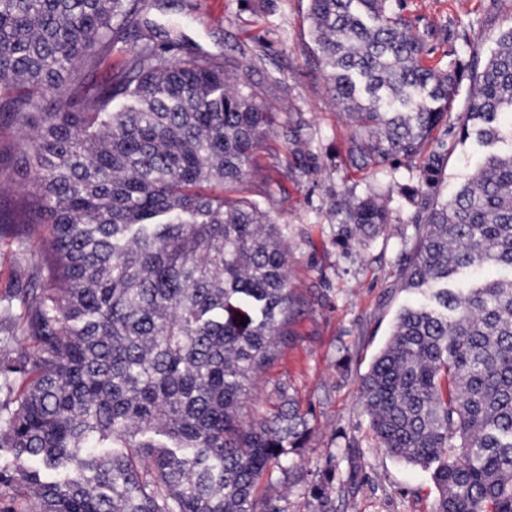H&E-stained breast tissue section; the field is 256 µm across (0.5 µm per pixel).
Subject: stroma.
<instances>
[{
  "instance_id": "1",
  "label": "stroma",
  "mask_w": 512,
  "mask_h": 512,
  "mask_svg": "<svg viewBox=\"0 0 512 512\" xmlns=\"http://www.w3.org/2000/svg\"><path fill=\"white\" fill-rule=\"evenodd\" d=\"M403 15L427 35L433 60L488 56L512 27V0H404ZM179 27L177 55L203 50L221 58L274 115L257 152L260 176H247L227 195L252 201L287 228L290 284L304 305L294 341L257 378L245 420L273 408V385L290 380L308 419V440L273 472L270 492L287 512H313L307 486L326 464L336 466L328 492L336 512H432L438 492L429 472L378 447L358 402L360 378L389 338L400 309L414 294L402 286L401 258L414 236L417 163L352 170L346 160L352 127L329 99L308 18V0H146L130 24ZM467 86H460L447 128L442 166L446 184L472 172L477 157L456 137ZM20 132L0 120V360L30 355L27 313L46 285L48 226L25 234L38 193L28 173ZM377 196L391 222L371 240L342 241L351 197Z\"/></svg>"
}]
</instances>
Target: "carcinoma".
Returning <instances> with one entry per match:
<instances>
[{
  "label": "carcinoma",
  "mask_w": 512,
  "mask_h": 512,
  "mask_svg": "<svg viewBox=\"0 0 512 512\" xmlns=\"http://www.w3.org/2000/svg\"><path fill=\"white\" fill-rule=\"evenodd\" d=\"M144 0H0V118L18 127L50 217L49 284L28 314L30 375L0 405L5 474L30 512H286L259 492L307 427L288 382L276 412L242 418L299 307L280 225L224 190L257 170L273 124L182 32L131 34ZM401 0H309L331 99L362 170L421 160L400 310L358 399L391 457L430 471L433 512H512V27L486 59L441 69ZM134 45L112 82L79 75ZM469 79L460 139L484 149L442 194L436 131ZM344 237L390 213L350 199ZM246 324H240V321ZM333 468L311 486L335 512Z\"/></svg>",
  "instance_id": "1"
}]
</instances>
